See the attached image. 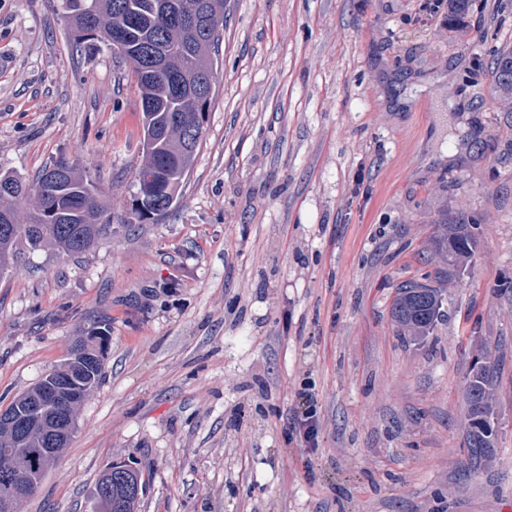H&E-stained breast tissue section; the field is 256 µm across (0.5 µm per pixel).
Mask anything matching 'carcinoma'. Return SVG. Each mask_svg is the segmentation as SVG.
I'll return each instance as SVG.
<instances>
[{"mask_svg":"<svg viewBox=\"0 0 512 512\" xmlns=\"http://www.w3.org/2000/svg\"><path fill=\"white\" fill-rule=\"evenodd\" d=\"M65 19L74 42L95 41L132 63L136 86L142 102V137L139 150L141 168L159 171L161 186L135 181L136 193L148 200L158 188L177 198L197 154H185L177 130L192 126L196 113L209 105L192 102L189 96L169 91L170 85L190 79L196 65H203L218 79L216 48L220 33L200 42L166 21L183 0H62ZM471 0H448V28H455L468 14ZM120 29L126 40L123 47L112 46V31ZM492 80L500 107L512 112V49L507 47L492 61ZM88 179L79 174L68 159L61 157L44 167L31 182L8 173L0 174V215H9L13 223L26 228L22 237H12L0 228V254L9 261L17 257L16 246L25 240L37 250L46 244L68 255H79L91 247L112 225V204L96 193L91 203L84 202ZM482 219L475 213L454 211L436 225L433 248L442 259L439 271L443 279L453 281L456 271L465 267L478 245ZM444 289L422 282H408L397 289L391 315L412 341L423 342L431 336L444 316ZM111 335V324L99 321L87 328L86 335L71 350L62 366L51 376L66 382L65 396L73 411H78L101 375L103 364L96 362L98 340ZM486 363L471 367L466 386L467 448L471 468L479 469L495 448L497 430L487 421L494 412L498 357L491 351L479 352ZM65 426L49 421L42 436H30L14 428L12 447L16 452L6 458L0 454V489L5 470H23L40 482L70 439ZM141 480L132 468L113 469L112 500L101 493L96 483L97 512H135L137 497L128 489Z\"/></svg>","mask_w":512,"mask_h":512,"instance_id":"1","label":"carcinoma"}]
</instances>
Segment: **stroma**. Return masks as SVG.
Returning a JSON list of instances; mask_svg holds the SVG:
<instances>
[{
    "mask_svg": "<svg viewBox=\"0 0 512 512\" xmlns=\"http://www.w3.org/2000/svg\"><path fill=\"white\" fill-rule=\"evenodd\" d=\"M422 0H224L220 80L158 222L123 226L142 157L129 65L76 44L61 0H0V172L66 157L116 205L92 250L0 275V408L112 326L98 384L18 512H95L106 465L137 512H512V113L489 59L512 0L455 31ZM482 214L475 255L417 344L390 314L434 273V224ZM501 355L497 454L471 470L465 387ZM315 450L289 426L303 387ZM109 469L112 472V501L104 498L101 493L100 486L103 482L102 478L107 470L103 472L96 483L95 500L97 502V512H134L135 504L138 500L134 495H129L128 489L139 481L141 486V477L139 473L132 468Z\"/></svg>",
    "mask_w": 512,
    "mask_h": 512,
    "instance_id": "1",
    "label": "stroma"
}]
</instances>
